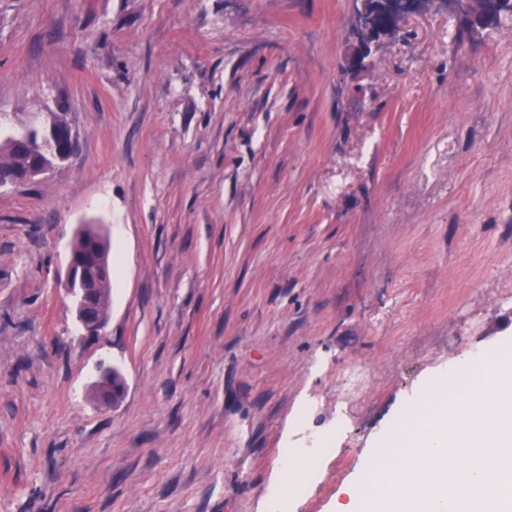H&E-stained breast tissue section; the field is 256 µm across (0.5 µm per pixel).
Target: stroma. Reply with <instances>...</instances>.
I'll return each mask as SVG.
<instances>
[{"instance_id":"35a3bbf8","label":"stroma","mask_w":512,"mask_h":512,"mask_svg":"<svg viewBox=\"0 0 512 512\" xmlns=\"http://www.w3.org/2000/svg\"><path fill=\"white\" fill-rule=\"evenodd\" d=\"M351 10L0 0V129L78 133L0 190V512H335L426 381L512 340V11L463 39L433 5L351 75ZM84 224L94 337L60 284ZM34 131L40 133L38 144L50 154H54L59 159L61 156L69 158L73 154L77 143V132L71 124L62 128L50 126L48 129L41 130L33 121L23 133L14 137L29 140ZM288 467L284 473L283 480L289 481L291 485L298 482L301 478L302 471L310 472L314 470L316 465L317 451L310 449L299 452L296 459L301 467V470L296 466L295 457L292 451H288Z\"/></svg>"}]
</instances>
